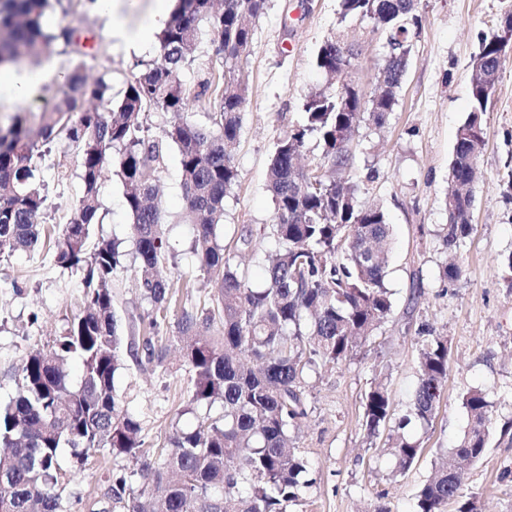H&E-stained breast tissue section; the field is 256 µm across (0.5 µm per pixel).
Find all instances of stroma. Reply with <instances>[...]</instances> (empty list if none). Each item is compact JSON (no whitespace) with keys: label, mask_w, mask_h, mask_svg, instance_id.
<instances>
[{"label":"stroma","mask_w":512,"mask_h":512,"mask_svg":"<svg viewBox=\"0 0 512 512\" xmlns=\"http://www.w3.org/2000/svg\"><path fill=\"white\" fill-rule=\"evenodd\" d=\"M512 0H418L421 28L387 124L361 122L350 143L351 167L343 176L358 186L361 201L380 204L391 226L386 284L392 311L375 336L356 354L307 379L309 415L292 437L316 478L290 512H415L420 485L439 467L468 424L460 396L484 390L493 402L491 445L463 484L482 512H512V271L502 260L512 254V49L506 50L487 112L485 141L478 153L479 178L473 188L474 230L457 254L442 244L448 221V173L456 133L470 110V61L481 36L489 34ZM49 26L78 29L79 45L91 77L106 76L121 91L144 62L156 59L158 45L129 54L109 38L108 20L88 8V0H61L47 16ZM339 40L354 54L335 80L316 67L320 45ZM384 38L370 19L342 17L340 0H269L256 22L248 62L239 79L248 88L239 139L233 148L239 183L224 204L220 231L225 240L252 229L256 243L237 256L254 284L266 279L267 256L276 241L264 235L274 214L266 173L274 144L303 119L302 103L312 91L348 84L363 96L376 89L385 59ZM37 164L47 200L39 222L48 231L34 249L0 258V404L17 393L19 369L37 349L51 348L83 310L79 273L55 263L59 232L77 200V150L65 138L44 146ZM168 259L162 272L174 297L155 337L162 363L140 366L125 357L115 376L124 407L141 422L148 448L167 446L174 428L196 425L199 409L189 403L191 374L181 355L176 320L181 310L204 314L208 289L194 287L198 273L191 252L193 227L181 223L179 155L169 151L157 173ZM125 188L113 174L101 186L102 221L94 237L118 239L122 269L112 281L113 305L124 339L142 340L151 304L138 290L139 264L124 206ZM463 274L442 280L450 261ZM429 326L448 341V377L429 427L412 423L407 434L424 451L406 471L396 469L384 438H367L362 397L375 383L388 389L397 413H404L417 383L418 331ZM59 480L69 512H88L101 500L114 463L108 451L77 463L61 458Z\"/></svg>","instance_id":"obj_1"}]
</instances>
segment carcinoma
I'll use <instances>...</instances> for the list:
<instances>
[{
  "instance_id": "obj_1",
  "label": "carcinoma",
  "mask_w": 512,
  "mask_h": 512,
  "mask_svg": "<svg viewBox=\"0 0 512 512\" xmlns=\"http://www.w3.org/2000/svg\"><path fill=\"white\" fill-rule=\"evenodd\" d=\"M269 0H175L158 34L159 56L144 64L113 100L104 77L83 74L77 28L45 23L52 0H0V66L36 63L57 45L78 55L63 96L39 118L14 115L0 125V257L34 247L40 236L35 216L46 198L34 157L59 135L75 144L81 194L59 233L55 263L82 274L84 310L46 351L24 361L16 396L0 407V512H66L58 490L59 451L74 450L82 462L90 453L108 450L135 469L112 470L105 506L93 512H289L302 489L316 483L307 462L290 446L289 431L308 415L305 378L333 368L353 355L382 326L392 310L386 285L391 228L384 210L364 206L358 190L336 178L349 165L348 143L361 119L383 127L397 104L401 78L414 40L419 36L417 0H341L342 17L369 18L386 34L385 64L376 76L370 100L352 87L319 90L302 105L304 121L280 137L267 171L274 202L272 223L263 231L280 249L268 257L264 284L250 283L244 270L219 241L224 200L238 183L239 172L228 151L242 127L247 87L237 72L249 57L256 23ZM512 28V13L497 31L481 38L470 62L471 109L457 131L451 173L466 185L477 177V152L486 135L485 114L493 87L482 79L508 44L500 30ZM215 45L221 71L194 88L181 73L192 60L202 34ZM352 53L334 39L320 46L316 64L329 76L351 66ZM214 101L211 125L186 115L189 98ZM152 112L171 116L161 133L149 132ZM322 148L327 168L305 170L296 159L308 138ZM180 157L183 220L193 225L192 250L204 285L214 289V311L200 321L184 310L177 329L186 340L190 367V404H221L222 415L201 417L195 428L175 430L169 448L144 451L140 420L122 406L114 377L122 352L142 363L133 342L122 345L112 303V280L120 264V243L91 240L100 223V187L113 167L125 187V206L139 258L141 295L154 304L149 327L158 331L167 318L171 284L157 267L165 259L164 214L155 204L153 173L171 148ZM473 200L460 199L441 230L446 249L458 250L471 235L466 215ZM222 341L202 334L214 320ZM81 365L74 378L67 367ZM448 341L430 336L421 344L418 381L405 413L396 418L390 393L382 383L363 398L367 436L392 425L389 448L398 469L419 460L423 445L408 436L412 423L427 425L435 415L448 376ZM468 425L448 451V465L438 469L417 491L416 512H443L455 502L458 512H478L477 499H462L470 467L489 445L492 405L474 387L461 396ZM164 493L142 500L129 485Z\"/></svg>"
}]
</instances>
